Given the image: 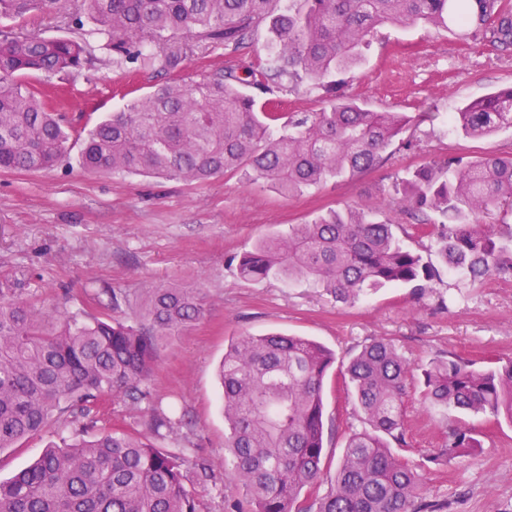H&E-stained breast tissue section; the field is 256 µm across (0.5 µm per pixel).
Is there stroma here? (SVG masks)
Masks as SVG:
<instances>
[{"instance_id":"1","label":"stroma","mask_w":512,"mask_h":512,"mask_svg":"<svg viewBox=\"0 0 512 512\" xmlns=\"http://www.w3.org/2000/svg\"><path fill=\"white\" fill-rule=\"evenodd\" d=\"M266 29L255 32L248 56L231 58L212 48L193 59L183 81L224 67L256 61L275 66ZM344 94L377 112H403L412 146L391 152L363 174L288 196L239 170L204 184L128 174H91L77 162L40 171L0 172V277L16 280V293L70 312H95L93 296L110 303L113 317L140 309L149 288L176 282L199 288L205 316L159 345L146 383L154 403L177 425L165 448L183 450L186 488L201 512H232L238 498L234 469L224 446L217 366L239 336L280 332L313 338L344 361L378 338L391 341L414 366L436 356L459 354L483 367L512 358V275L480 283L443 277L424 294L385 288L346 305L323 289L298 280L249 282L229 267L231 256L262 236L306 224L347 205L393 223L406 244L412 214L387 192L406 168L460 155L470 160L512 154V129L484 138L452 133L445 118L463 103L512 86V51L487 41L461 40L447 30L379 28L366 63L344 74ZM158 68L114 63L106 50L71 74L32 75L50 86L62 111L99 119L122 107L124 94L143 97L164 83ZM285 113L317 112L324 88L308 79L272 86ZM324 462L335 465L348 437L365 422L344 391L339 368L324 384ZM409 445L404 460L423 475L425 500L439 512H512V424L484 415L428 406L417 388L404 405ZM469 429L480 446L450 463L434 460L457 428ZM79 423L51 419L39 436L0 450V480L36 459L48 442L79 437Z\"/></svg>"}]
</instances>
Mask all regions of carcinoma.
<instances>
[{"label": "carcinoma", "mask_w": 512, "mask_h": 512, "mask_svg": "<svg viewBox=\"0 0 512 512\" xmlns=\"http://www.w3.org/2000/svg\"><path fill=\"white\" fill-rule=\"evenodd\" d=\"M56 12L78 36L45 37L19 25L0 30V171H39L71 158L90 173L161 176L201 183L247 167L293 195L371 170L404 132L402 112H375L347 98L332 77L359 67L379 26L445 29L512 49V0H0V21ZM269 25L281 74L306 77L330 94L319 112L286 119L271 100L264 68L227 67L186 83L177 78L93 125L56 111L31 72L85 68L88 38L118 62L181 71L198 51L237 55ZM477 138L512 128V87L467 102L448 117ZM399 203L423 216L448 274L471 283L512 274V225L483 217L512 206V155L433 160L393 185ZM246 281L304 280L353 304L369 290L423 292L441 270L408 248L394 225L346 207L288 233L270 234L229 259ZM198 288L161 284L125 321L50 311L0 282V450L40 435L58 414L104 412L113 397L150 400L141 388L160 343L201 319ZM333 351L304 337L270 333L233 341L220 364L221 406L233 456L236 512H435L421 501L417 469L392 452L407 447L404 402L414 369L385 339L364 345L342 383L367 428L347 440L333 475L324 472L323 384ZM423 402L512 424V359L478 368L455 354L421 367ZM142 429L103 427L90 440L50 445L31 466L0 482V512H198L183 460L157 445L176 419L152 404ZM479 447L464 430L448 436L450 463ZM325 492H320L322 486Z\"/></svg>", "instance_id": "cac0c4a2"}]
</instances>
